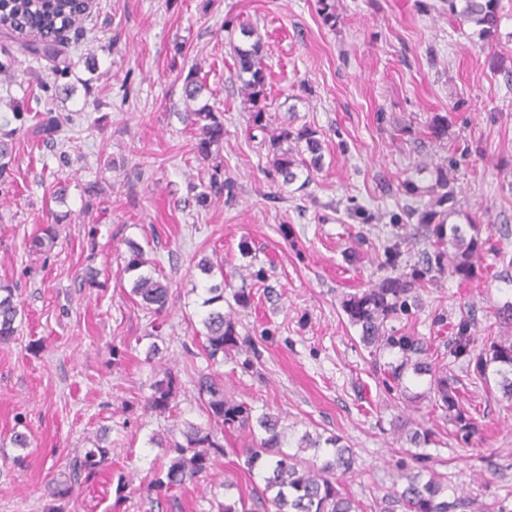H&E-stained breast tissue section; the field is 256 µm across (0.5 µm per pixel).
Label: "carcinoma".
I'll return each mask as SVG.
<instances>
[{
  "instance_id": "1",
  "label": "carcinoma",
  "mask_w": 512,
  "mask_h": 512,
  "mask_svg": "<svg viewBox=\"0 0 512 512\" xmlns=\"http://www.w3.org/2000/svg\"><path fill=\"white\" fill-rule=\"evenodd\" d=\"M83 0H0V32L9 37H25L22 44L28 54L46 58L55 67L69 68L70 62L61 57L60 43L64 33L74 29L82 20ZM442 9L448 12V21L458 26L467 25L481 39L493 37L501 22V0H442ZM318 14L324 25L336 26V6L333 0H318ZM237 26L243 40L232 44L233 67L241 82V92L249 112L250 139L254 130L266 131L268 112V74L264 64V43L257 29L235 18L224 20V28ZM187 100L196 102L206 90L198 70L192 68L183 79ZM34 124L27 127L34 137L48 142L61 127L60 118L45 112L34 114ZM183 122L198 136L197 153L202 160H209L219 151L224 141V112L214 105H203L183 113ZM265 174L274 184H292L305 175L308 184L315 171L323 166V142L318 131L303 127L296 131L283 127L267 143ZM13 140L0 137V178L10 169L14 160ZM237 185L229 176L219 177V166H214L207 190L197 191L192 183L188 190L195 193L198 205L205 206L211 196L232 200ZM408 219L415 220L424 232L429 248L422 251L417 262L410 264L401 249V240L383 249L382 268L390 274L354 294L343 297L341 307L351 326L360 330V342L369 349L374 374L385 391L397 398L406 396L407 373L417 377L430 376L427 393L434 410L453 426L456 441L468 444L480 428L477 419L462 402L459 380L448 377L440 362L433 358L431 343L415 335L414 328L395 327L402 319L411 321L422 309L420 291L432 282L449 275L462 281L479 278L477 265L489 239L482 237L480 225L464 215L465 223L449 224L453 215H460L454 186L444 167L435 168V183L430 188L428 202L406 209ZM58 237L57 227L46 224L29 241V250L48 252ZM453 252H448V249ZM131 258L125 270L137 272L131 294L141 299L143 308L156 317L166 312L169 288L156 270L149 269L141 247H131ZM208 297L201 307L203 326L202 347L207 358L218 362L231 352L244 353L242 367H253L260 352L247 336L240 335L234 307H246L253 296L244 288L231 293L232 304L224 301V281L206 288ZM16 288L0 282V343L13 339L17 333L16 319L20 313L15 301ZM473 317L461 311L452 322L451 336L443 356L448 365L457 366L472 382L490 385L494 381L502 397L512 402V339L507 336H488L483 348L475 344ZM198 398L213 425L204 428L186 423L182 440L149 438V443L164 449L168 464L160 466L148 483L146 492L156 497L186 488L209 474L216 459L225 455L224 431L246 432L251 443L244 448L245 464L252 469L260 466L263 485L255 486L248 495L227 499L218 504V512H367L362 503L343 486L341 477L354 473L355 457L342 438L313 435L306 432L296 443L297 452L283 451L285 432L279 419L267 413L254 415V407L224 393V384L212 375L201 373L195 381ZM174 381L167 374L154 382L152 394L146 405L152 410L165 412L170 409ZM407 447L395 460L397 471L406 479V485L396 489L388 499L383 512H512L509 498L487 505L467 496L453 500L445 497L447 487L439 475L427 471L428 457L420 449L432 443L431 432L422 427L404 432ZM307 450L314 457L324 456L321 463L311 462L300 456ZM112 453L106 438L100 437L93 447L72 459V478L92 475ZM73 492L71 478L57 483L52 500L44 505L43 512H65L66 501Z\"/></svg>"
}]
</instances>
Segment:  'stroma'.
<instances>
[{
	"label": "stroma",
	"instance_id": "1",
	"mask_svg": "<svg viewBox=\"0 0 512 512\" xmlns=\"http://www.w3.org/2000/svg\"><path fill=\"white\" fill-rule=\"evenodd\" d=\"M335 3L331 28L316 0H94L63 75L22 53L21 38L0 34V51L17 59L11 75L0 74V134L13 132L16 143L0 179V281L16 287L22 310L16 336L0 344V512H42L54 478L102 434L112 455L75 484L68 512H217L223 482L249 493L262 473L247 470L237 450L249 438L236 431L225 434L229 453L206 480L156 503L143 491L163 460L149 437L209 423L194 388L201 372L279 417L287 441L307 431L342 437L358 464L344 487L373 512L404 485L393 459L406 420L435 432L426 451L456 494L486 503L512 494V403L497 384L463 386L482 431L458 443L422 399L426 379L409 384L415 402L390 399L340 307L384 275L382 246L407 202L401 182L412 179L428 201L440 163L461 209L492 247L512 253V0H501L490 44L450 24L441 0ZM228 14L256 24L265 43L269 134L286 126L319 133L323 168L306 186L265 177L266 153L246 132L231 59L240 33L225 30ZM194 66L224 113L212 163L198 157L181 119L183 76ZM15 105L65 117L53 146L20 130ZM437 114L448 119L441 140L428 129ZM217 167L235 179L237 195L198 206L188 185L208 183ZM45 224L60 229L55 245L30 252ZM243 241L274 290L238 315L239 333L261 352L251 371L230 358L210 363L196 336L208 284L197 263L223 261L227 285L252 288ZM134 243L169 285L157 322L123 271ZM478 264V279L447 276L423 292L416 333L440 344L448 320L470 308L484 346L512 283L492 255ZM90 270L93 285L84 279ZM438 313L445 324H433ZM154 343L162 355L150 361ZM167 370L177 406L161 413L145 399ZM17 431L28 448L13 445Z\"/></svg>",
	"mask_w": 512,
	"mask_h": 512
}]
</instances>
